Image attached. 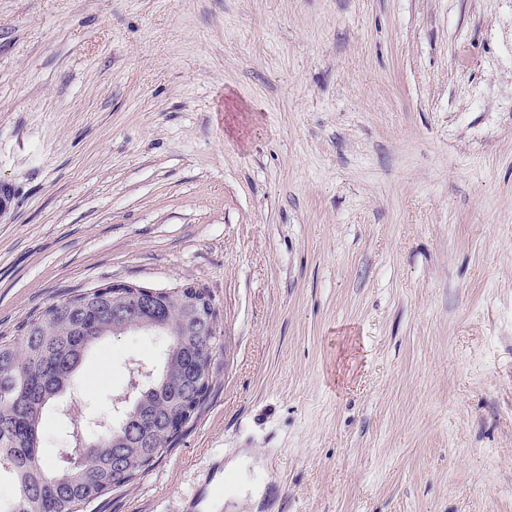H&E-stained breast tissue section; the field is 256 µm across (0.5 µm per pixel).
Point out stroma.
Wrapping results in <instances>:
<instances>
[{"label":"stroma","instance_id":"obj_1","mask_svg":"<svg viewBox=\"0 0 512 512\" xmlns=\"http://www.w3.org/2000/svg\"><path fill=\"white\" fill-rule=\"evenodd\" d=\"M0 182V334L117 281L216 310L192 421L90 512L215 455L284 512H512V0H0Z\"/></svg>","mask_w":512,"mask_h":512}]
</instances>
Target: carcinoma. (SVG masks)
I'll return each instance as SVG.
<instances>
[{
  "instance_id": "carcinoma-1",
  "label": "carcinoma",
  "mask_w": 512,
  "mask_h": 512,
  "mask_svg": "<svg viewBox=\"0 0 512 512\" xmlns=\"http://www.w3.org/2000/svg\"><path fill=\"white\" fill-rule=\"evenodd\" d=\"M201 288L152 298L131 288H93L53 302L0 336V483L12 489L0 512H85L116 488L143 478L174 447L212 383L219 349L216 313ZM137 333L162 344L159 364L135 361L111 395L112 417L69 435L64 465L45 464L46 416L64 409L88 351L109 336Z\"/></svg>"
}]
</instances>
